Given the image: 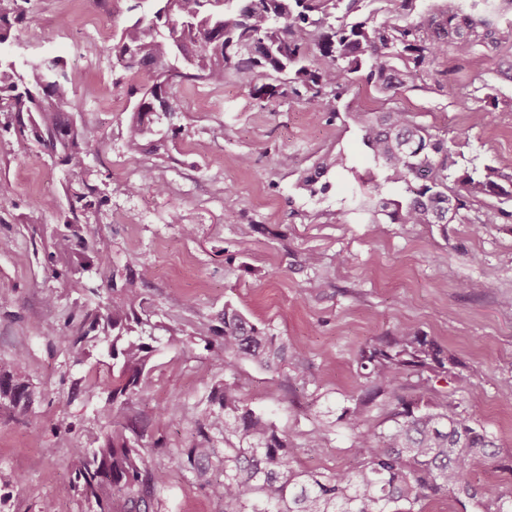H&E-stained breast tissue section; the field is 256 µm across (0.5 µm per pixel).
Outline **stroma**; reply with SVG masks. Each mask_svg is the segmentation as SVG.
Here are the masks:
<instances>
[{
  "label": "stroma",
  "mask_w": 512,
  "mask_h": 512,
  "mask_svg": "<svg viewBox=\"0 0 512 512\" xmlns=\"http://www.w3.org/2000/svg\"><path fill=\"white\" fill-rule=\"evenodd\" d=\"M132 0H29L27 26L13 29L9 50L17 59L63 57L77 80L78 119L90 139L83 173L66 176L40 145L26 155L0 136V177L13 186L0 203V360L17 361L30 404L0 406V512H88L71 468L74 449L95 448L107 430L104 397L88 381L112 379L110 344L97 340L66 350L53 333L67 321L73 297L66 268L51 260L57 218L67 206L64 188L98 185L105 198L81 234L111 255L116 274L149 266L144 295L160 338L152 357L151 388L134 396L123 415L136 422L150 447L149 468L167 472L158 487V512H221L220 502L177 467L186 449L199 446L196 419L203 408L221 413L213 398L224 369L195 335L200 325L221 327L225 305L288 342V363L277 373L243 362L234 372L252 408L288 433L307 469L346 470L358 431L341 419L365 390L359 353L367 343L405 326L436 340L460 362L457 376L434 380L470 423L512 454V223L449 225L371 224L364 215L336 219L348 193L344 176L312 196L300 191V172L328 152L344 150L358 168L368 159L356 132L339 119H314L297 100L259 109L247 79L198 83L176 91L177 140L145 142L130 155L124 131L145 73L113 65L101 26L120 28ZM492 66L454 62L447 90L406 92L402 106L421 122L462 132L466 157L512 174V112L486 113L473 124L458 104ZM207 110H197V99ZM121 110H113V101ZM252 163L239 164L242 155ZM154 183H145L143 168ZM34 170L51 207L42 208L25 176ZM126 193L113 192L115 183ZM163 191H156V184ZM192 234H184V226ZM55 304H47V295ZM182 335L170 337L167 326ZM177 414H170V406ZM326 431L316 452L308 436ZM208 447L224 445L209 433Z\"/></svg>",
  "instance_id": "1"
}]
</instances>
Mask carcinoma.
Returning a JSON list of instances; mask_svg holds the SVG:
<instances>
[{"mask_svg": "<svg viewBox=\"0 0 512 512\" xmlns=\"http://www.w3.org/2000/svg\"><path fill=\"white\" fill-rule=\"evenodd\" d=\"M417 0H155L148 15L134 11L112 35V54L124 69L146 72L149 82L126 123L125 147L135 155L152 136L173 139L179 129L156 128L177 112L175 90L185 84L222 85L232 74H248L249 95L265 110L297 97L317 118L343 117L358 132L372 167L359 172L341 151L328 153L304 171L297 186L310 195L332 188L330 169L352 175L353 211L368 223L440 224L466 220L462 211L482 210V224H506L512 211V175L491 165H458L461 135L426 125L399 105L415 88H445L450 63L487 48L494 78L512 81V6L505 0H447L442 10L415 12ZM26 20L0 10V131L14 136V152L32 144L77 173L84 169L88 142L74 116L75 75L60 57L19 61L2 48L14 25ZM378 94L375 108L343 102L351 87ZM462 104L479 122L483 114L512 96L499 95L487 80L473 87ZM104 203L99 188L87 181L72 195L60 217L61 240H77L93 257L84 269L104 271L106 253L80 234L87 214ZM150 269L112 283V299L96 308L75 305L57 340L80 350L100 336L112 337V385L90 388L107 394L109 430L99 447L74 449L72 466L84 501L95 512H154V490L166 474L146 465L139 453L144 433L122 416L127 401L152 385L146 365L157 341L141 285ZM211 360L232 368L243 358L278 372L288 363V343L224 306V328H201ZM456 359L429 336L401 329L365 346L360 367L369 385L364 400H391L389 426L369 425L358 406L341 417L358 430L351 453L356 467L309 471L295 467L299 448L253 410L234 375L214 390L224 408L199 412L198 434L224 428V449L189 448L185 471L192 481L221 501L222 512H427V505L448 497L482 512H512V491L495 482L477 483L480 467L512 473V456H502L488 436L446 401L426 402L399 394L401 380L431 374L448 378ZM16 369L0 363V404L18 405L27 387L14 382Z\"/></svg>", "mask_w": 512, "mask_h": 512, "instance_id": "obj_1", "label": "carcinoma"}]
</instances>
